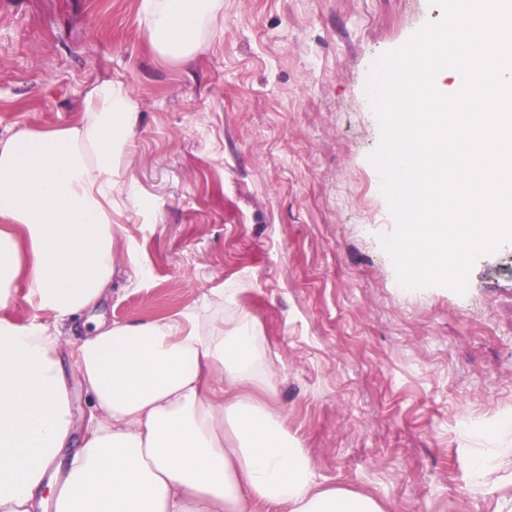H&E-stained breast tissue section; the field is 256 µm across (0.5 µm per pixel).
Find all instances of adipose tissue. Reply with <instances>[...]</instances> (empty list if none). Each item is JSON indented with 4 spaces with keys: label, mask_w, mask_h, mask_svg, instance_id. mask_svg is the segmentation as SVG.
I'll return each instance as SVG.
<instances>
[{
    "label": "adipose tissue",
    "mask_w": 512,
    "mask_h": 512,
    "mask_svg": "<svg viewBox=\"0 0 512 512\" xmlns=\"http://www.w3.org/2000/svg\"><path fill=\"white\" fill-rule=\"evenodd\" d=\"M223 0H141L153 52L186 64ZM139 124L128 91L93 86L68 126L0 136V512H384L316 485L280 408L247 310L230 326L204 304L139 322L98 319L64 361V338L118 271L114 193ZM22 324L5 312L17 298ZM90 405L72 412L68 376Z\"/></svg>",
    "instance_id": "obj_1"
}]
</instances>
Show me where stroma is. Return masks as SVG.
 <instances>
[{
    "mask_svg": "<svg viewBox=\"0 0 512 512\" xmlns=\"http://www.w3.org/2000/svg\"><path fill=\"white\" fill-rule=\"evenodd\" d=\"M187 67L156 56L140 0H0V132L74 122L95 84L140 114L92 317L158 318L239 289L322 487L385 512H497L512 498V242L465 292L408 290L369 155L378 55L440 19L429 0H223ZM491 482L474 477L480 464Z\"/></svg>",
    "mask_w": 512,
    "mask_h": 512,
    "instance_id": "obj_1",
    "label": "stroma"
}]
</instances>
